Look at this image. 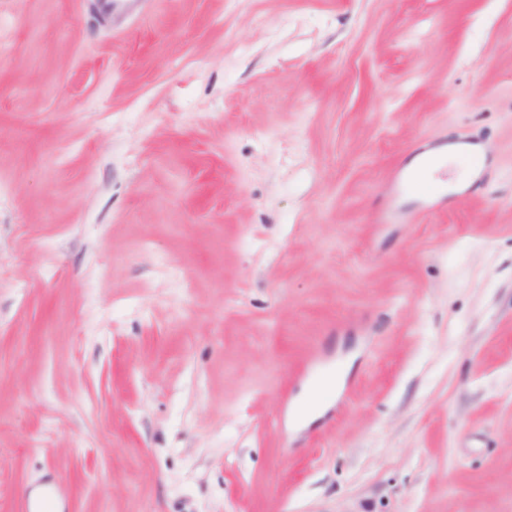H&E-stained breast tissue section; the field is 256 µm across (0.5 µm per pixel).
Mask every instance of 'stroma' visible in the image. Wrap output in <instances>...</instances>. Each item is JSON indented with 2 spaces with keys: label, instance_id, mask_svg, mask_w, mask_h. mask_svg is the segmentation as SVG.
Segmentation results:
<instances>
[{
  "label": "stroma",
  "instance_id": "obj_1",
  "mask_svg": "<svg viewBox=\"0 0 512 512\" xmlns=\"http://www.w3.org/2000/svg\"><path fill=\"white\" fill-rule=\"evenodd\" d=\"M464 140L469 188L379 223ZM61 476L63 512H512V0H0V512ZM460 146L457 144H448L447 153L445 150L428 154L427 156L417 157L408 166V171L412 174H418L428 167H432V164L436 163L435 166L443 165L444 161H448V165L455 159V154L460 150ZM387 196V201L379 215V223L393 224L401 217V214L393 206L395 197L407 189H416L420 191L427 201V206L424 208L423 215H432L439 210L437 206L443 204L445 200H438L440 195V188L435 184H419L414 182L411 178L406 177L401 172L390 169L382 183Z\"/></svg>",
  "mask_w": 512,
  "mask_h": 512
}]
</instances>
